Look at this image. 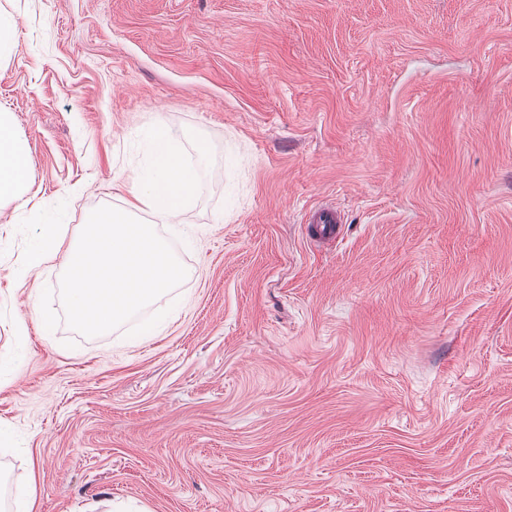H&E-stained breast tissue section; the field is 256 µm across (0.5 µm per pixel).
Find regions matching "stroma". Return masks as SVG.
<instances>
[{"label": "stroma", "instance_id": "obj_1", "mask_svg": "<svg viewBox=\"0 0 512 512\" xmlns=\"http://www.w3.org/2000/svg\"><path fill=\"white\" fill-rule=\"evenodd\" d=\"M0 7L35 167L0 216V469L37 468L35 512H512V0ZM154 122L208 148L191 238L159 230L191 275L165 324L85 336L60 264L18 268L46 214L122 206ZM19 32L17 15L0 8V66L10 59L16 47ZM339 222L340 212L334 205H324L312 210L306 220L307 224H312L308 230L309 239L313 242L335 240Z\"/></svg>", "mask_w": 512, "mask_h": 512}]
</instances>
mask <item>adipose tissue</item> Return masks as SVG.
<instances>
[{
	"instance_id": "ef3b65f1",
	"label": "adipose tissue",
	"mask_w": 512,
	"mask_h": 512,
	"mask_svg": "<svg viewBox=\"0 0 512 512\" xmlns=\"http://www.w3.org/2000/svg\"><path fill=\"white\" fill-rule=\"evenodd\" d=\"M145 141L150 161L122 183L121 208L92 214L72 240L64 225L47 220L29 252L31 269L60 261L72 322L89 336L104 334L149 306L156 319L168 320V310L156 301L187 275L157 227L181 223L198 192L201 169L183 161L172 128L149 126ZM33 184L29 141L12 114L0 109V210L27 207Z\"/></svg>"
}]
</instances>
